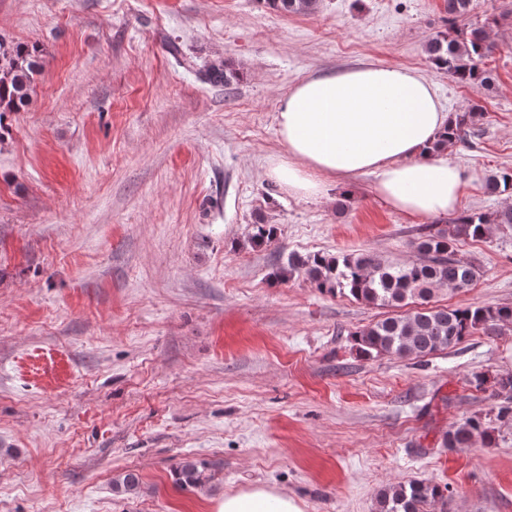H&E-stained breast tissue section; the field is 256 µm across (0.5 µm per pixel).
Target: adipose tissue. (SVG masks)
I'll use <instances>...</instances> for the list:
<instances>
[{"label": "adipose tissue", "mask_w": 512, "mask_h": 512, "mask_svg": "<svg viewBox=\"0 0 512 512\" xmlns=\"http://www.w3.org/2000/svg\"><path fill=\"white\" fill-rule=\"evenodd\" d=\"M432 83L414 70L369 64L299 82L276 116L285 148L266 175L300 199H318L330 177L372 175L391 208L423 218L459 212L466 181L447 152L427 154L448 122ZM216 512H302L264 484L226 495Z\"/></svg>", "instance_id": "adipose-tissue-1"}]
</instances>
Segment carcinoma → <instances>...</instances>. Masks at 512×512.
I'll use <instances>...</instances> for the list:
<instances>
[{"label": "carcinoma", "instance_id": "obj_1", "mask_svg": "<svg viewBox=\"0 0 512 512\" xmlns=\"http://www.w3.org/2000/svg\"><path fill=\"white\" fill-rule=\"evenodd\" d=\"M471 0H444L448 29L428 40L425 52L441 72L457 83L476 92L488 90L494 83L491 73L481 69L478 61L490 54L488 28L496 19L464 27L457 20L469 14ZM279 14L308 15L315 12L318 0H265ZM41 68L36 50L16 45L9 47L0 40V121L6 112H15L27 103L35 76ZM206 80L229 89L241 73L230 62L213 64L201 72ZM483 112L471 103L454 113L447 129L430 146L438 152L448 144L465 142L480 131ZM485 191L491 196H512V169L489 174ZM492 224H512V206L492 213L466 211L444 225L432 224L421 229L410 246L413 259L392 262L373 252L329 254L317 252L288 254V273L303 276L320 291L340 294L380 308H393L399 313L386 315L350 333L356 352L366 358L380 356L426 357L458 345L465 337L480 329L488 335L512 325V306L445 307L432 304L434 291L447 289L462 292L477 278L474 264L456 256L462 239H482ZM275 226L259 222L253 225L251 239L256 244L275 239ZM471 384L490 388L495 395L512 393V377L490 379L475 374ZM482 431L479 419L471 417L452 426L443 437L448 448H465L474 434ZM206 464L185 459L176 474L184 487H199L208 480ZM444 497L439 486L423 481L391 484L376 498V512H424L431 501Z\"/></svg>", "mask_w": 512, "mask_h": 512}]
</instances>
